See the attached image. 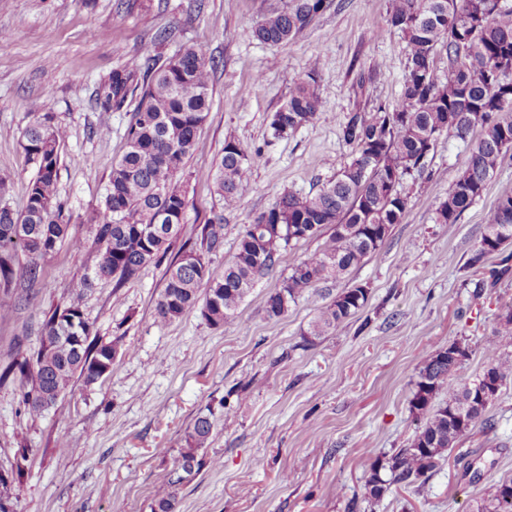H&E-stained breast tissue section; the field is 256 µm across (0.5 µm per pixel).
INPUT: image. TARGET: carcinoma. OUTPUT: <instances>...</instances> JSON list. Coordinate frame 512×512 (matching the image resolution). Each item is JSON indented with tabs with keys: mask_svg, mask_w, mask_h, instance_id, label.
I'll return each mask as SVG.
<instances>
[{
	"mask_svg": "<svg viewBox=\"0 0 512 512\" xmlns=\"http://www.w3.org/2000/svg\"><path fill=\"white\" fill-rule=\"evenodd\" d=\"M330 0H300L265 15L252 28L261 43L279 44L300 37ZM388 24L400 30L407 44L404 81L390 109L355 115L342 125L343 139L352 146V159L336 177L316 192L285 193L253 223L247 225L233 261L217 273L210 260L193 249H181L165 270V287L156 314L166 323L186 311L199 309L211 325L233 318L257 278L269 274L292 242L314 238L325 227L331 233L323 248L291 268L265 302L268 318H280L290 303L319 282L340 281L349 270L375 252L390 228L404 219L411 197L403 181L426 169L429 154L444 133L464 140L476 128L464 167L437 212V223L455 224L477 198L506 152L512 150V9L500 0H393ZM446 50L448 69L435 66L439 49ZM213 58L199 45H183L164 59L145 48L113 70L96 91V105L120 111L139 96L126 131L122 156L112 163L103 205L83 222L95 227L98 259L91 272L72 286L65 304L46 315L41 346L32 359L0 372V380L20 374L28 390L24 401L30 414L56 404L73 379L87 384L103 378L120 353L115 339L98 343L84 318L82 301L96 282L112 280L121 287L139 270L161 261L183 223L186 186L180 178L187 159L199 148V130L210 109ZM324 103L313 73L299 77L288 100L270 120L281 137L311 124ZM66 130L54 113L44 112L24 132L23 148L37 167L26 206L18 212L0 205V278L33 282L41 259L67 238L69 224L57 199L59 149ZM212 183L224 208L234 209L251 183L247 149L238 141L224 143L212 168L197 174ZM512 244V193L500 195L486 212L475 260ZM22 250L26 260L17 258ZM368 289H343L322 305L302 332L312 344L361 311ZM495 334L512 346V307L498 317ZM469 358V347L456 341L428 355L421 363L411 410L421 426L409 446L382 461L370 462L365 479L369 498L377 500L393 485L423 484L440 468L445 452L476 425H488L489 405L498 391L479 395L487 383L503 386L512 379V357L496 349L485 352L484 367L472 379L452 385L448 379ZM448 390V401L432 400ZM211 417L195 419L174 471L157 493L154 512H176L177 491L200 469L198 451L208 443ZM20 472L0 470V500H12ZM473 512H512V480L496 484L494 492L477 502Z\"/></svg>",
	"mask_w": 512,
	"mask_h": 512,
	"instance_id": "carcinoma-1",
	"label": "carcinoma"
}]
</instances>
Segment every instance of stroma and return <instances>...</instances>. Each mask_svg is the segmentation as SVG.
<instances>
[{
    "label": "stroma",
    "instance_id": "stroma-1",
    "mask_svg": "<svg viewBox=\"0 0 512 512\" xmlns=\"http://www.w3.org/2000/svg\"><path fill=\"white\" fill-rule=\"evenodd\" d=\"M287 0H0V202L22 210L37 170L22 148L26 127L52 108L68 136L60 149L58 195L68 241L40 262L36 282H12V306L0 311V366L40 346L44 315L65 303L97 260L94 231L82 215L102 205L113 159L125 149L132 106L96 109L92 93L113 68L149 46L155 32L199 44L217 62L212 107L200 146L182 178L188 206L178 244L207 254L223 270L248 224L284 193L315 191L350 162L341 134L353 115L391 108L405 75L406 43L387 24L392 0H331L299 39L262 44L256 21ZM315 71L324 110L313 124L272 137L271 116L295 81ZM109 136H99V127ZM235 139L253 150L252 182L226 210L212 183L198 179ZM469 145L441 135L427 179L406 183L412 208L382 246L344 280L315 290L271 319L265 300L291 267L319 250L322 238L284 251L259 279L236 318L221 326L192 310L160 322L155 303L165 263L143 267L123 287L101 281L83 298L99 342L125 352L96 383L75 380L40 416L22 404L20 378L0 385V469L21 464L16 512H152L154 498L185 447V434L211 414L213 435L202 467L180 487L176 512H471L498 481L512 478V380L489 406L490 426L464 435L422 487L365 497L369 456L391 455L413 438L411 399L421 360L456 340L471 354L462 379L496 347L494 327L512 306V272L498 260H475L483 218L512 193V152L457 224L436 212L467 158ZM223 215L219 244L205 226ZM84 246L74 250L71 239ZM370 292L367 306L335 333L303 346L300 333L316 309L344 288ZM73 443L59 447L61 437Z\"/></svg>",
    "mask_w": 512,
    "mask_h": 512
}]
</instances>
